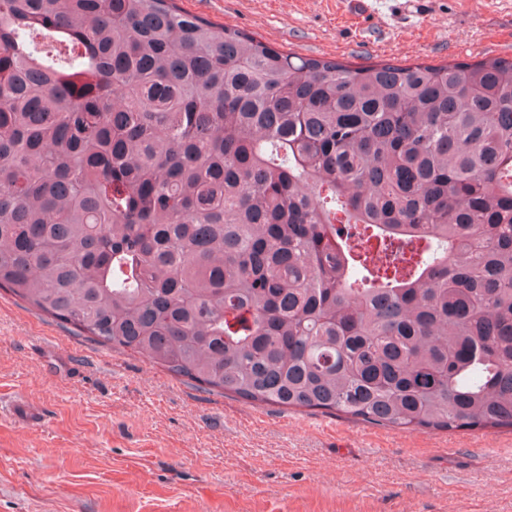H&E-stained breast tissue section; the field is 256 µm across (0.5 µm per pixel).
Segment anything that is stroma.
Returning a JSON list of instances; mask_svg holds the SVG:
<instances>
[{"label": "stroma", "instance_id": "35a3bbf8", "mask_svg": "<svg viewBox=\"0 0 512 512\" xmlns=\"http://www.w3.org/2000/svg\"><path fill=\"white\" fill-rule=\"evenodd\" d=\"M351 65L512 56V0H178ZM0 512H512V431L258 405L0 289Z\"/></svg>", "mask_w": 512, "mask_h": 512}]
</instances>
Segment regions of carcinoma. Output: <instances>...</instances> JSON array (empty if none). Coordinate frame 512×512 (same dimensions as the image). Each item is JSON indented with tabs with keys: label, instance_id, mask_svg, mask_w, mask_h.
Segmentation results:
<instances>
[{
	"label": "carcinoma",
	"instance_id": "cac0c4a2",
	"mask_svg": "<svg viewBox=\"0 0 512 512\" xmlns=\"http://www.w3.org/2000/svg\"><path fill=\"white\" fill-rule=\"evenodd\" d=\"M0 288L250 403L512 430V57L0 0Z\"/></svg>",
	"mask_w": 512,
	"mask_h": 512
}]
</instances>
